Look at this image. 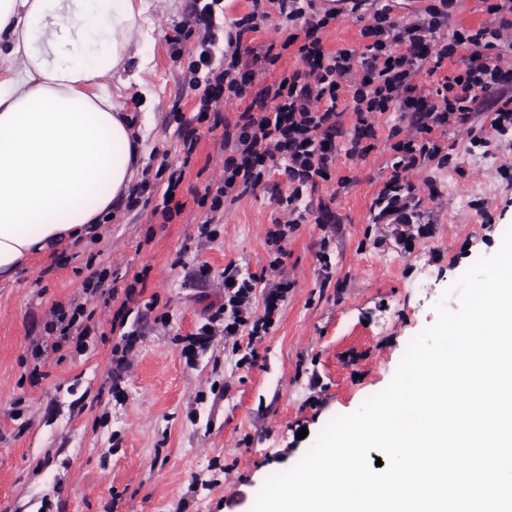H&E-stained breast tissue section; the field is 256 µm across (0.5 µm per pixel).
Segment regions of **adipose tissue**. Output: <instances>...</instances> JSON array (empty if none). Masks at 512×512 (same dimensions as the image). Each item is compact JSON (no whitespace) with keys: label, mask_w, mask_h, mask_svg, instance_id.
Instances as JSON below:
<instances>
[{"label":"adipose tissue","mask_w":512,"mask_h":512,"mask_svg":"<svg viewBox=\"0 0 512 512\" xmlns=\"http://www.w3.org/2000/svg\"><path fill=\"white\" fill-rule=\"evenodd\" d=\"M145 0H0V283L95 235L141 141L101 83L136 55Z\"/></svg>","instance_id":"1"}]
</instances>
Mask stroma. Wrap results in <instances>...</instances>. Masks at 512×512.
<instances>
[{"instance_id": "35a3bbf8", "label": "stroma", "mask_w": 512, "mask_h": 512, "mask_svg": "<svg viewBox=\"0 0 512 512\" xmlns=\"http://www.w3.org/2000/svg\"><path fill=\"white\" fill-rule=\"evenodd\" d=\"M192 9L193 0H147L139 56L104 79L153 169L182 165L178 128L198 113V95L182 85L201 37ZM368 22L338 17L325 49H363ZM372 121L375 149L361 158L338 151L330 180L304 192L307 219L289 230L283 253L267 239L288 219L277 202L288 184L276 172L225 201L215 235H201L208 210L196 198L228 155L209 116L196 125L171 220L156 212L162 186H149L96 236L0 283V512H182L183 501V512H251L268 477L389 384L443 292L512 226V180L501 176L512 170V137L472 150L466 132L447 129L446 164L408 175L420 217L401 226L379 218L376 200L395 161L388 137H408L411 122L400 112ZM92 269L105 271L112 299L86 300ZM225 271L253 284L255 312L278 282L289 283L288 296L266 333L217 336L185 359L188 336L224 302ZM137 278L142 292L126 298ZM83 301L95 314L82 351L56 348L46 330L54 307ZM119 310L137 338L116 392ZM37 344L47 351L40 361ZM213 461L224 468L214 486Z\"/></svg>"}]
</instances>
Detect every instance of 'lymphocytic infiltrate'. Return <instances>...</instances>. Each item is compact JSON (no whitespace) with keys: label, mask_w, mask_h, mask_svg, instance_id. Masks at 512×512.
Instances as JSON below:
<instances>
[{"label":"lymphocytic infiltrate","mask_w":512,"mask_h":512,"mask_svg":"<svg viewBox=\"0 0 512 512\" xmlns=\"http://www.w3.org/2000/svg\"><path fill=\"white\" fill-rule=\"evenodd\" d=\"M460 0H421L413 19L403 20L384 5L373 14L362 37L368 43L363 52L351 49L325 51L320 34L335 20V10L321 8L316 0H253L252 12L236 19L227 34L222 68L211 65L215 44V15L211 4L193 9L191 19L202 33L201 50L194 61L187 85L199 92L200 109L208 111L220 99L245 102L233 128L223 129L222 141L234 142L235 153L224 161V179L211 198H199L212 214H220L225 200L237 188H254L271 171L276 160H284L288 193L279 204L288 208L292 223L304 214L297 203L305 189H313L335 166L337 148L347 155L361 156L367 149L362 140L375 137L367 117L387 111L410 114L415 136L392 144L397 161L394 172L378 197L382 213L397 222L410 223L411 189L402 174L417 165L446 158L433 136L435 129L471 123L474 112H490V129L504 137L512 132V69L489 50L512 31V0H491L489 23L471 31L449 29ZM292 22L294 33L285 46H296L303 68L293 70L263 88H255V73L242 60V47L250 36L265 30L274 18ZM460 65V74L445 78L435 93L417 92L411 79L425 66L443 67L445 61ZM354 102L356 121L343 146H336L338 102L343 94ZM225 305L212 312L196 337L204 344L216 331L235 336L249 331L257 335L271 324L280 302L288 295L287 283L269 289L262 316L251 310L252 286L225 274Z\"/></svg>","instance_id":"obj_1"}]
</instances>
